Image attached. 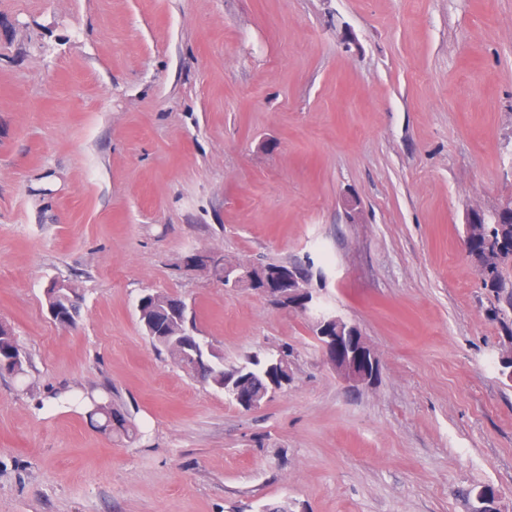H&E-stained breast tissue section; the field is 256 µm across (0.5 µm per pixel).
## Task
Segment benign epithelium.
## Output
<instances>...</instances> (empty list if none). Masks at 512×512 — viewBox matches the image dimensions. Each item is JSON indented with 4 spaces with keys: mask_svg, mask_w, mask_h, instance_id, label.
I'll return each mask as SVG.
<instances>
[{
    "mask_svg": "<svg viewBox=\"0 0 512 512\" xmlns=\"http://www.w3.org/2000/svg\"><path fill=\"white\" fill-rule=\"evenodd\" d=\"M189 264L206 272L214 265H224V282L236 288H247L254 275L248 264L231 263L224 259V253L216 250L199 251L190 255ZM264 287L261 292L273 303L282 307L307 310L312 302L311 288L300 267L283 265L261 275ZM319 345L327 363L336 376L351 387L368 384L372 376L366 360H375L358 329L336 316L316 324ZM292 373L289 360L281 357L268 365L266 378L271 380L270 394H275L288 384Z\"/></svg>",
    "mask_w": 512,
    "mask_h": 512,
    "instance_id": "1",
    "label": "benign epithelium"
}]
</instances>
